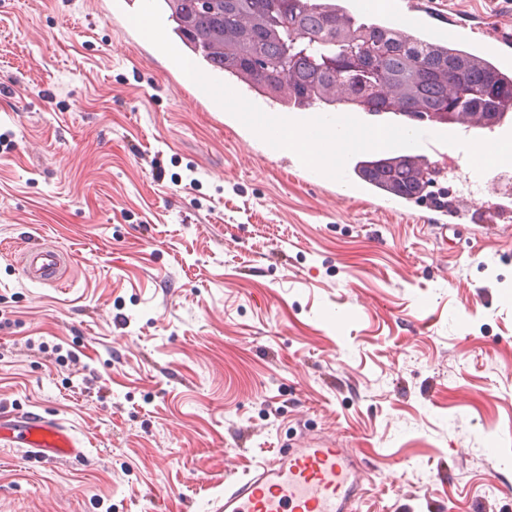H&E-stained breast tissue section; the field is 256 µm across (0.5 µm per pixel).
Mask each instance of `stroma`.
<instances>
[{
	"instance_id": "stroma-1",
	"label": "stroma",
	"mask_w": 512,
	"mask_h": 512,
	"mask_svg": "<svg viewBox=\"0 0 512 512\" xmlns=\"http://www.w3.org/2000/svg\"><path fill=\"white\" fill-rule=\"evenodd\" d=\"M103 2L0 0V412L86 453L0 446V512H215L310 437L364 471L356 512H512V217L442 236L430 201L315 176ZM394 8L512 53V0ZM33 242L64 287L22 276ZM68 257L54 246L44 242L28 244L21 252L20 269L23 276L40 286L62 283ZM1 424L10 432L0 442L18 443L45 462L77 457L83 454L79 440L63 422L38 414L5 416L0 413Z\"/></svg>"
}]
</instances>
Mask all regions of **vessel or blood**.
I'll list each match as a JSON object with an SVG mask.
<instances>
[{
	"label": "vessel or blood",
	"instance_id": "vessel-or-blood-1",
	"mask_svg": "<svg viewBox=\"0 0 512 512\" xmlns=\"http://www.w3.org/2000/svg\"><path fill=\"white\" fill-rule=\"evenodd\" d=\"M481 179L469 182L465 211L486 216L499 202L482 192ZM68 257L43 242L28 244L21 252L23 276L41 286L62 282ZM7 442L29 448L36 457L55 462L80 456L82 447L63 422L38 414L13 417L0 413ZM362 475L346 449L323 439L308 441L294 451L278 449L253 472L224 485V503L216 512H353L361 491Z\"/></svg>",
	"mask_w": 512,
	"mask_h": 512
}]
</instances>
